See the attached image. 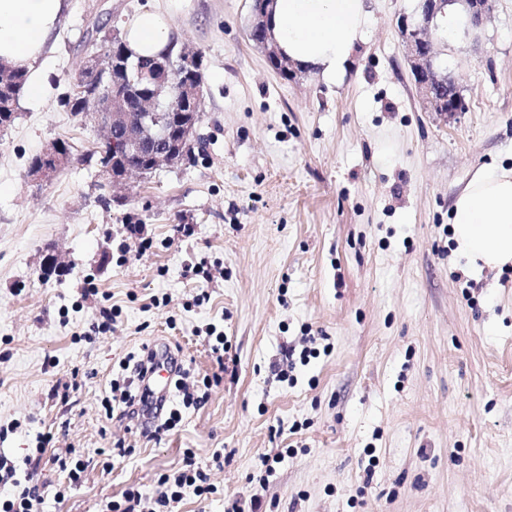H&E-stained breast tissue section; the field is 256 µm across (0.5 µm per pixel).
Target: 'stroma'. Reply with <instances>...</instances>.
Here are the masks:
<instances>
[{
  "label": "stroma",
  "instance_id": "35a3bbf8",
  "mask_svg": "<svg viewBox=\"0 0 512 512\" xmlns=\"http://www.w3.org/2000/svg\"><path fill=\"white\" fill-rule=\"evenodd\" d=\"M69 4L45 104L0 129V455L23 465L49 431L52 452L87 463L62 502L63 473L43 470V512H105L133 484L153 496L188 448L217 492H186L174 512H226L237 498L258 512H512V269H474L449 222L475 169L512 168V0L437 46L467 103L447 123L421 103L397 28L419 0H368L367 39L334 84L272 71L247 38L251 0ZM146 10L168 12L177 45L202 52L203 119L191 158L116 189L86 157L93 124L60 100L102 26ZM60 140L72 162L35 180L33 157ZM130 224L151 251L121 253ZM203 259L223 277L195 276ZM89 279L121 309L91 343ZM213 326L223 381L170 434L149 442L101 416L142 345L190 379L212 373ZM308 335L316 356L276 377ZM74 374L68 402L52 397ZM118 441L128 454L106 459Z\"/></svg>",
  "mask_w": 512,
  "mask_h": 512
}]
</instances>
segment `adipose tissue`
<instances>
[{
  "label": "adipose tissue",
  "instance_id": "adipose-tissue-1",
  "mask_svg": "<svg viewBox=\"0 0 512 512\" xmlns=\"http://www.w3.org/2000/svg\"><path fill=\"white\" fill-rule=\"evenodd\" d=\"M67 8V0H0V63L27 75L19 100L36 109L45 100L49 74L42 66ZM366 0H274L271 35L300 68L336 83L366 37ZM174 39L169 19L157 11L135 15L125 42L136 57L164 52ZM450 221L459 249L479 268L512 265V169L476 171L454 200Z\"/></svg>",
  "mask_w": 512,
  "mask_h": 512
}]
</instances>
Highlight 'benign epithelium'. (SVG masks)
Segmentation results:
<instances>
[{
	"instance_id": "benign-epithelium-1",
	"label": "benign epithelium",
	"mask_w": 512,
	"mask_h": 512,
	"mask_svg": "<svg viewBox=\"0 0 512 512\" xmlns=\"http://www.w3.org/2000/svg\"><path fill=\"white\" fill-rule=\"evenodd\" d=\"M251 24L248 37L262 46L270 67L282 78L294 79L299 67L284 57L274 43L269 30L270 0H251ZM453 0H421L420 11L402 15L398 30L407 47L406 61L413 76L418 94L426 109L437 114L443 121L466 111L467 104L458 83L448 74L434 67L433 57L437 46L430 29L438 14L445 12ZM464 6L471 28H479L489 15L493 0H458ZM111 57L92 46L85 51L83 71L105 75L119 70L122 81L134 86L140 74L133 70L124 46L117 45ZM176 78L175 63L168 56L160 58L151 81L156 93L171 86ZM178 79V78H176ZM179 106L182 111L165 112L147 93L138 99L136 109H131L126 94L117 90L108 98L95 103L89 113L91 122L101 140L112 141V152L125 161L112 174V184L120 185L131 175L144 176L162 164L175 165L184 159L187 147L196 141V131L202 121V113L192 111L198 98V87L191 80L178 79L176 84ZM147 159V165L140 164ZM71 156L59 144H51L42 154V162L32 168L41 179L49 177L66 165Z\"/></svg>"
}]
</instances>
